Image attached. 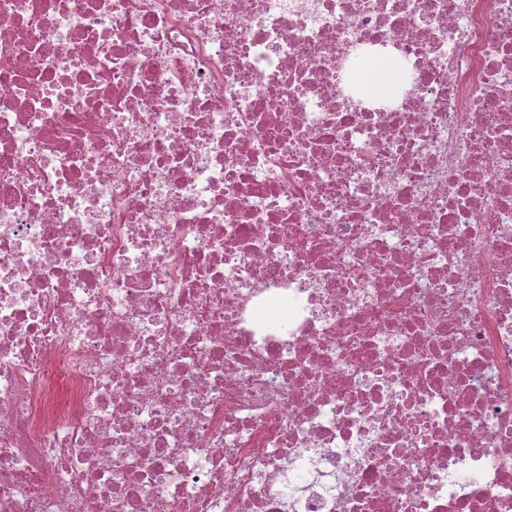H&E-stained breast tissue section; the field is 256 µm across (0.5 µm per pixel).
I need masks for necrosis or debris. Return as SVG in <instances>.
<instances>
[{
    "label": "necrosis or debris",
    "instance_id": "1",
    "mask_svg": "<svg viewBox=\"0 0 512 512\" xmlns=\"http://www.w3.org/2000/svg\"><path fill=\"white\" fill-rule=\"evenodd\" d=\"M0 512H512V0H0ZM364 84L372 94H388L395 87V78L391 72L383 71L372 65H367L364 71Z\"/></svg>",
    "mask_w": 512,
    "mask_h": 512
}]
</instances>
